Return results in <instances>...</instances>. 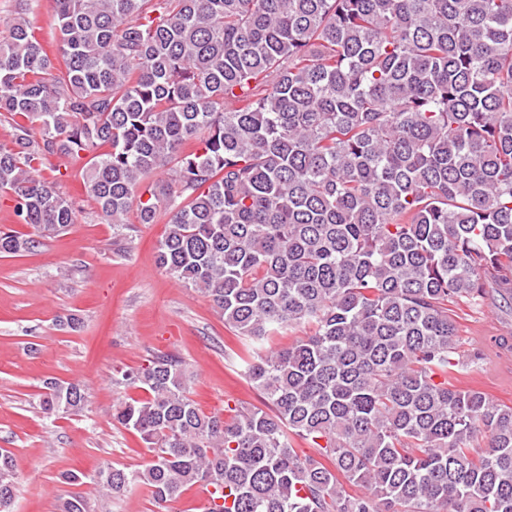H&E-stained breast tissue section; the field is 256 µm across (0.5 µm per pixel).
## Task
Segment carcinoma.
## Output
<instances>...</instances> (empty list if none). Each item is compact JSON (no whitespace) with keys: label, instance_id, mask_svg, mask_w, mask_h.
<instances>
[{"label":"carcinoma","instance_id":"carcinoma-1","mask_svg":"<svg viewBox=\"0 0 512 512\" xmlns=\"http://www.w3.org/2000/svg\"><path fill=\"white\" fill-rule=\"evenodd\" d=\"M32 3L0 42V191L33 233L0 253L70 230L34 172L82 161L105 222L167 218L158 267L225 327L304 330L251 357L264 407L227 418L173 355L120 372L144 396L114 419L151 458L100 465L102 496L144 487L171 512L204 482L232 502L205 512H512V407L451 382L486 355L448 309L512 300V0H54V58ZM40 404L81 416L85 385L46 379ZM15 484L3 449L0 512Z\"/></svg>","mask_w":512,"mask_h":512}]
</instances>
